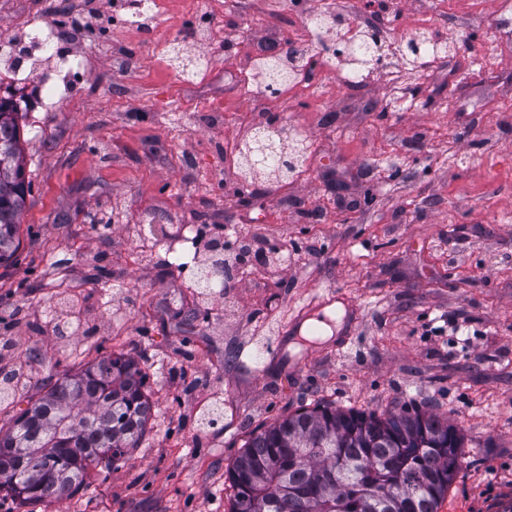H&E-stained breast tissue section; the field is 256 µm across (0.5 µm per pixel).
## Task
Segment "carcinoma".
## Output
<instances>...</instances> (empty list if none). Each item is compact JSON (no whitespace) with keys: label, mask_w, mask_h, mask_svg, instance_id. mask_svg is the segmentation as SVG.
I'll return each mask as SVG.
<instances>
[{"label":"carcinoma","mask_w":512,"mask_h":512,"mask_svg":"<svg viewBox=\"0 0 512 512\" xmlns=\"http://www.w3.org/2000/svg\"><path fill=\"white\" fill-rule=\"evenodd\" d=\"M378 38L363 35L346 60L368 70ZM267 90L279 93L291 71L278 60L260 67ZM308 141L285 152L257 142L253 155L274 179L300 172ZM0 266L19 249V217L31 181L19 126L0 101ZM153 413L146 376L122 356L42 383V393L0 428V492L22 504L77 494L97 468L126 458ZM461 432L434 413L376 415L328 406L298 409L249 441L227 470L229 512H437L457 474Z\"/></svg>","instance_id":"obj_1"}]
</instances>
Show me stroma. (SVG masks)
Wrapping results in <instances>:
<instances>
[{
	"instance_id": "35a3bbf8",
	"label": "stroma",
	"mask_w": 512,
	"mask_h": 512,
	"mask_svg": "<svg viewBox=\"0 0 512 512\" xmlns=\"http://www.w3.org/2000/svg\"><path fill=\"white\" fill-rule=\"evenodd\" d=\"M403 32L463 27L471 52L423 67L388 54V80L359 91L336 78L317 92L273 98L233 79L257 48L299 34L305 14L364 16L368 0H160L151 39L112 25L106 0L69 39L84 79L48 105L49 62L0 81L12 99L32 182L16 260L0 266V318L14 321L30 384L0 403V427L58 378L111 355L148 376L154 414L126 460L94 472L76 495L0 512H228L225 473L250 433L301 407L447 417L465 444L438 512H503L512 503V29L495 26L503 0H392ZM72 0H0V37L18 39L21 15L49 21ZM209 15L228 51H198L220 84L185 97L151 49L185 19ZM126 47L139 63L114 62ZM307 135L313 156L288 183L266 190L263 217L236 178L235 146L258 116ZM170 235L188 224L266 234L312 246L286 269L258 268L234 295L203 304L189 269L167 263ZM345 310L322 338L302 325L321 300ZM451 324L440 321L441 314ZM78 319V340L54 325ZM261 361H254L256 348ZM224 417L203 430L215 401Z\"/></svg>"
}]
</instances>
